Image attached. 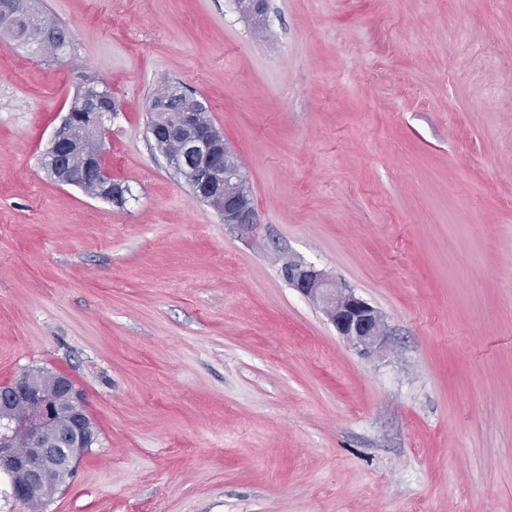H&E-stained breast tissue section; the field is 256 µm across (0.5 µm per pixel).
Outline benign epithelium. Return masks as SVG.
<instances>
[{"instance_id": "7a95c632", "label": "benign epithelium", "mask_w": 512, "mask_h": 512, "mask_svg": "<svg viewBox=\"0 0 512 512\" xmlns=\"http://www.w3.org/2000/svg\"><path fill=\"white\" fill-rule=\"evenodd\" d=\"M39 41L55 54L68 45L66 34L52 27L41 32ZM179 99L180 93L172 89L154 103L155 111L170 113L165 123L152 127L155 143L180 146L179 154L170 158L171 167L197 199L220 201L224 223H254L251 198L242 189L241 171L224 135L213 124L199 120L203 102H196L193 110H175L172 105ZM84 103L85 111L66 113L45 155L47 170L65 185L70 184L71 158L82 122L89 118L100 126L117 111L114 102L99 94L87 95ZM83 170L92 196L119 205L125 202L127 188L112 181L102 149L85 155ZM286 276L338 335L362 354L372 355L384 346L381 312L354 291L338 287L324 271L300 263L289 264ZM96 438L85 399L68 376L50 372L39 389L29 386L24 373L0 385V474L8 478L16 501L27 504L52 498Z\"/></svg>"}]
</instances>
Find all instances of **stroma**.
Segmentation results:
<instances>
[{"mask_svg":"<svg viewBox=\"0 0 512 512\" xmlns=\"http://www.w3.org/2000/svg\"><path fill=\"white\" fill-rule=\"evenodd\" d=\"M0 36V385L83 392L44 512H512V0H37ZM124 206L43 166L83 82ZM202 98L255 208L224 223L148 131ZM384 316L365 357L283 275ZM2 1H10L13 5V17L12 22L20 28V38L28 37V39L35 40V36L38 35L39 27L45 25H53L62 29V25L56 21L50 20L45 16H41L37 13V15H32L27 11V3H24L22 0H0V4Z\"/></svg>","mask_w":512,"mask_h":512,"instance_id":"obj_1","label":"stroma"}]
</instances>
